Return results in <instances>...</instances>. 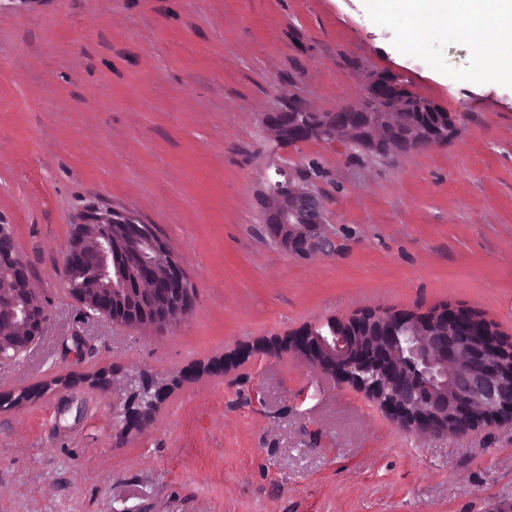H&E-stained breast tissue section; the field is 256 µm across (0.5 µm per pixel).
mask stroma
<instances>
[{
	"label": "stroma",
	"mask_w": 512,
	"mask_h": 512,
	"mask_svg": "<svg viewBox=\"0 0 512 512\" xmlns=\"http://www.w3.org/2000/svg\"><path fill=\"white\" fill-rule=\"evenodd\" d=\"M373 0H0V223L51 321L0 362V512H502L512 420L408 429L288 334L365 309L476 310L512 336V71ZM401 72L457 115L447 143L384 157L281 148L262 118L317 112ZM308 183L329 247L274 244L265 179ZM157 225L195 290L173 331L88 313L62 267L88 211ZM170 388L122 431L100 372ZM38 397L19 400L22 390Z\"/></svg>",
	"instance_id": "1"
}]
</instances>
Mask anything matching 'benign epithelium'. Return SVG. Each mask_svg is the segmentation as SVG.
Listing matches in <instances>:
<instances>
[{
    "label": "benign epithelium",
    "mask_w": 512,
    "mask_h": 512,
    "mask_svg": "<svg viewBox=\"0 0 512 512\" xmlns=\"http://www.w3.org/2000/svg\"><path fill=\"white\" fill-rule=\"evenodd\" d=\"M351 112L364 113L369 129L365 146L383 153L410 145L420 148L445 142L448 128L424 127L407 136L403 112H441L431 100L418 98L403 75L382 71L369 76ZM274 141L300 142L317 136L346 147L354 143L348 127L331 116L310 111L297 94L288 110L269 117ZM267 223L279 246L297 256H312L325 244L324 213L309 187L295 183L284 169L267 180ZM133 241L131 263L112 265V231ZM139 267L151 291L137 303L118 302L113 292L130 287L133 267ZM69 293L82 305L112 322L133 327H174L194 304V291L178 258L167 242L128 215L112 218L91 213L73 227L65 254ZM28 279L7 224H0V293L12 294V318L19 320V335L9 344L0 341V361L27 351L44 333L50 314L38 296L19 293ZM282 349L295 351L342 382L366 393L398 422L433 433L468 431L512 418V351L498 343L491 327L470 314L446 308L392 314L371 310L332 323V335L322 336L310 326L283 341ZM125 388L137 402H154L165 391L157 379L126 373Z\"/></svg>",
    "instance_id": "benign-epithelium-1"
}]
</instances>
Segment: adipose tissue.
I'll list each match as a JSON object with an SVG mask.
<instances>
[{
	"label": "adipose tissue",
	"instance_id": "1",
	"mask_svg": "<svg viewBox=\"0 0 512 512\" xmlns=\"http://www.w3.org/2000/svg\"><path fill=\"white\" fill-rule=\"evenodd\" d=\"M380 14L397 28L418 21L458 37L512 43V0H383Z\"/></svg>",
	"mask_w": 512,
	"mask_h": 512
}]
</instances>
